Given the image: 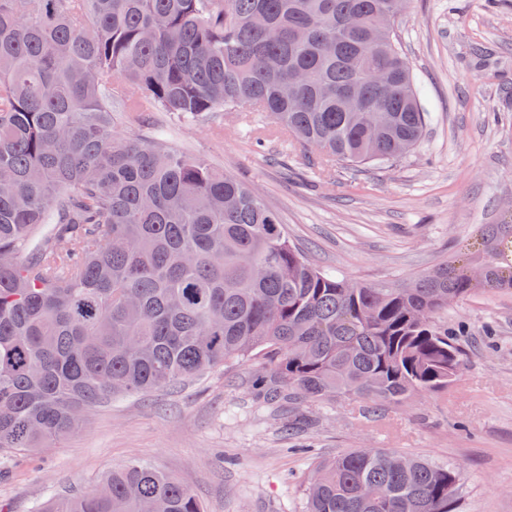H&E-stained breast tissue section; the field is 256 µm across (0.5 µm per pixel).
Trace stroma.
Returning <instances> with one entry per match:
<instances>
[{
    "mask_svg": "<svg viewBox=\"0 0 512 512\" xmlns=\"http://www.w3.org/2000/svg\"><path fill=\"white\" fill-rule=\"evenodd\" d=\"M427 122L401 162L311 177L316 152H256L235 113L221 133L184 129L190 149L248 183L320 269L358 281L413 276L463 251L479 224L512 223V0H408L396 19ZM463 373L445 394L372 410L336 399L264 405L260 360L92 411L70 436L33 454H0V512L85 491L132 461L170 473L204 512H303L315 463L383 448L460 472L457 512H512V293L448 308Z\"/></svg>",
    "mask_w": 512,
    "mask_h": 512,
    "instance_id": "35a3bbf8",
    "label": "stroma"
}]
</instances>
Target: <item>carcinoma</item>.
Listing matches in <instances>:
<instances>
[{
	"label": "carcinoma",
	"instance_id": "carcinoma-1",
	"mask_svg": "<svg viewBox=\"0 0 512 512\" xmlns=\"http://www.w3.org/2000/svg\"><path fill=\"white\" fill-rule=\"evenodd\" d=\"M398 0H0V452H35L119 394L261 357L271 402L446 392L448 306L512 291V224L405 281L320 270L181 128L264 112L283 151L393 163L426 123ZM359 88L372 120L345 93ZM151 118L140 135L116 113ZM485 273L473 283L468 268ZM459 473L366 448L318 464L305 512H453ZM39 512H202L142 463Z\"/></svg>",
	"mask_w": 512,
	"mask_h": 512
}]
</instances>
